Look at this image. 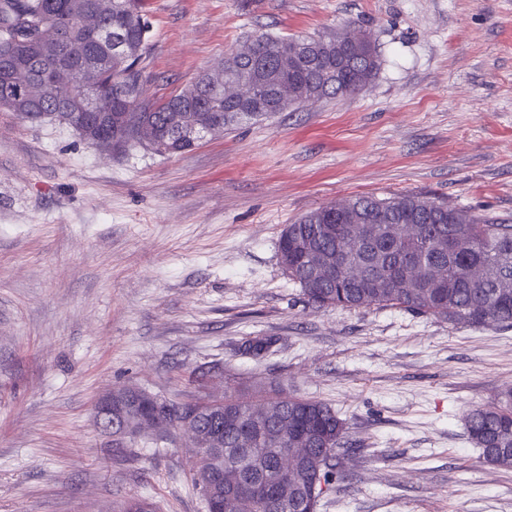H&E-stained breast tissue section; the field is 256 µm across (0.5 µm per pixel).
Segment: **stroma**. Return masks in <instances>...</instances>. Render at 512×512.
<instances>
[{
    "instance_id": "1",
    "label": "stroma",
    "mask_w": 512,
    "mask_h": 512,
    "mask_svg": "<svg viewBox=\"0 0 512 512\" xmlns=\"http://www.w3.org/2000/svg\"><path fill=\"white\" fill-rule=\"evenodd\" d=\"M161 102L248 35L370 30L374 80L160 156L104 154L0 110V512H206L183 434L116 443L93 406L126 384L177 403L276 384L347 420L319 512H512V470L463 418L512 387V328L319 309L278 257L338 199L419 194L512 218V0H144ZM273 335L262 362L245 337ZM218 365L222 377L196 380Z\"/></svg>"
}]
</instances>
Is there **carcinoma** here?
I'll list each match as a JSON object with an SVG mask.
<instances>
[{"label":"carcinoma","instance_id":"cac0c4a2","mask_svg":"<svg viewBox=\"0 0 512 512\" xmlns=\"http://www.w3.org/2000/svg\"><path fill=\"white\" fill-rule=\"evenodd\" d=\"M0 0V44L34 41L56 19L74 21L72 38L48 42L25 62L28 89H14L10 66L0 65V108L31 122L62 121L64 112H90L112 136V150L140 145L160 155L178 154L201 137L181 135L173 120L220 118L224 130L256 124L309 100L345 97L375 77L380 56L372 34L360 27L328 29L313 36L259 32L248 57L226 56L215 73L199 75L161 103L146 99L141 66L150 38L143 0ZM243 82L252 97L228 92ZM279 260L288 279L319 308L396 307L432 315L452 325L512 328V220L478 216L430 197L355 196L321 206L283 230ZM332 256L345 269L313 264ZM274 336H250L241 355L265 359ZM178 404L147 392L127 409L133 420L156 406ZM196 430H221L220 446L207 448L195 468L206 512H318L336 481L346 420L328 404L284 389L240 386L220 403L183 405ZM470 441L484 461L512 468V388L471 410ZM293 450L285 481L274 483L279 457ZM121 512H155L133 497Z\"/></svg>","mask_w":512,"mask_h":512}]
</instances>
